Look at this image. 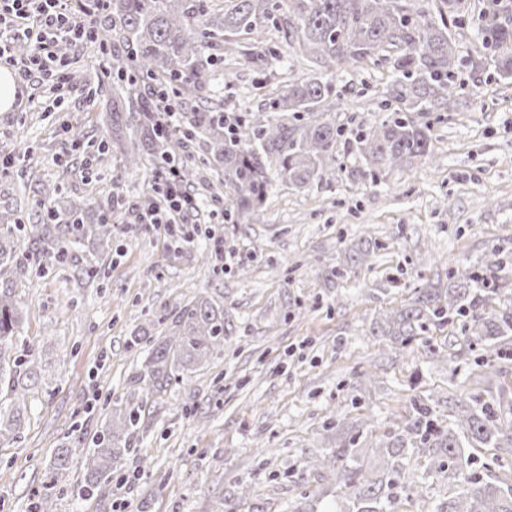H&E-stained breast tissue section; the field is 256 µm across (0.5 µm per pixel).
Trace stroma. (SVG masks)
I'll return each instance as SVG.
<instances>
[{
  "label": "stroma",
  "instance_id": "obj_1",
  "mask_svg": "<svg viewBox=\"0 0 512 512\" xmlns=\"http://www.w3.org/2000/svg\"><path fill=\"white\" fill-rule=\"evenodd\" d=\"M59 54L68 63L61 103L35 75L19 83L12 111L0 112V143L15 156L0 169V223L28 225L33 238L35 184L63 182L61 209L73 196L98 203L116 194L132 206L144 200L151 174L125 171L116 158L97 165L111 129L105 113L88 108L87 88H108L112 78L80 45ZM307 74L283 47L277 58L219 72L212 95L227 111L255 112L288 78ZM387 80L383 66L337 76L333 121L354 129L381 116ZM428 120L427 164L373 183L277 182L262 207L234 224L217 222L207 206L205 184L217 175L206 171L191 186L201 199L193 220L223 235V270L203 239L176 246L163 230L133 225L128 212L111 242L85 241L47 273L19 276L23 318L11 353L36 349L46 365L21 437L0 443V512H31L54 449L91 439L118 400L141 410L130 454L84 498V459L74 452L55 512H224L247 481L252 490L237 512H304L334 500L337 488L331 478L297 481L301 458L357 429L374 439L395 429L408 397L437 400L443 413L452 395L512 401V358L498 345L467 346L457 325L401 355L370 334L379 313L401 307L412 288L447 279L459 263L499 254L512 283V82L484 66L477 87L455 91ZM27 148L34 164L21 158ZM367 241L368 265L329 275L345 248ZM201 296L224 306L231 329L223 353L190 384L143 395L136 375L144 353L128 347L129 337L160 338L159 314ZM432 348L453 355L454 369L432 364ZM488 362L498 374L486 375ZM414 469L420 490L402 496L398 512H430L455 496L453 481L426 461Z\"/></svg>",
  "mask_w": 512,
  "mask_h": 512
}]
</instances>
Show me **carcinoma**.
<instances>
[{
    "mask_svg": "<svg viewBox=\"0 0 512 512\" xmlns=\"http://www.w3.org/2000/svg\"><path fill=\"white\" fill-rule=\"evenodd\" d=\"M470 16L471 0H221L219 5L216 0H112L109 18L95 27L89 51L101 55L107 71L124 81L110 90L105 104L124 169H141L149 156L156 164L177 161L199 138L206 145L200 165L224 174L209 186L211 193L223 199L225 215L242 217L265 204L274 178L294 189L333 184L344 171L336 156L340 143L354 160L347 170L354 179L374 182L383 173L425 162L431 127L416 116L447 104L462 66L477 72L486 59L501 79H512V0H482L476 17L481 54L465 59L450 26ZM271 29L283 33L287 47L314 72L288 79L261 112L228 114L223 104L208 102L220 60L228 55L249 62L263 59L257 43ZM365 64L389 69L384 108L391 112L364 128L347 130L328 117L333 78ZM160 77L171 95L202 102L187 113L184 129L167 134L157 126L162 102L135 87L140 80ZM60 190L59 184L38 189L41 238L57 239V249L21 246L19 238L28 234L22 226L0 238V384L8 383L13 393L10 403L0 400V442L21 435L41 363L34 351L22 359L6 356L20 328L13 279L51 267L84 240H112V215L121 209L117 200L99 203L97 223L87 224L90 203L76 199L59 210ZM369 256L368 248L346 252L328 274L342 278L348 266L365 265ZM503 269V260L491 257L458 267L445 288L438 282L415 288L407 304L378 315L371 335L389 337L404 352L428 332L458 320L469 347L485 340L512 343V311H486L490 303L512 302V292L500 285ZM157 321L170 322L173 333L153 345L140 370L147 395L172 380L189 382L194 368L223 352L227 332L224 306L205 297L178 304ZM437 405L431 398L411 399L397 428L374 442L372 451L384 459V468L373 472L359 463L362 438L357 434L319 457L303 459L297 478L303 481L315 471L334 476L348 508L333 512H395L400 494L417 487L412 462L422 457L459 486L454 497L439 500L431 512H512V483L494 474L476 475L472 455L463 452L497 448L512 456V422L504 423L497 407L473 397L448 400L453 420L445 425ZM139 421L138 409L118 401L112 405L85 456V495L110 481ZM56 486L53 476L35 512H54Z\"/></svg>",
    "mask_w": 512,
    "mask_h": 512,
    "instance_id": "obj_1",
    "label": "carcinoma"
}]
</instances>
